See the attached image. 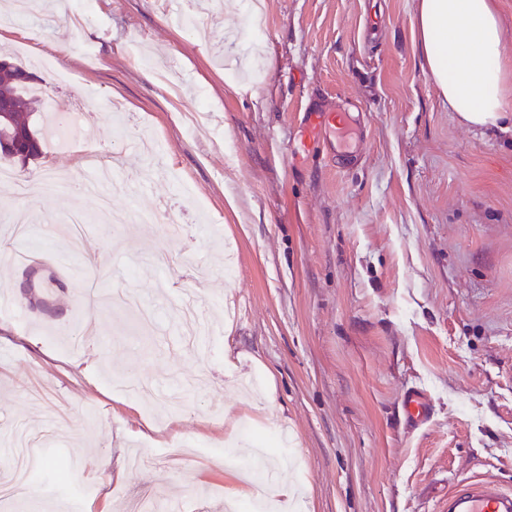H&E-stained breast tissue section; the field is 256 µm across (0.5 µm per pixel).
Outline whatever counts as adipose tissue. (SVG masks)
I'll list each match as a JSON object with an SVG mask.
<instances>
[{
    "label": "adipose tissue",
    "instance_id": "obj_1",
    "mask_svg": "<svg viewBox=\"0 0 512 512\" xmlns=\"http://www.w3.org/2000/svg\"><path fill=\"white\" fill-rule=\"evenodd\" d=\"M416 25L423 60L449 109L471 125H501L512 63L497 0H419Z\"/></svg>",
    "mask_w": 512,
    "mask_h": 512
}]
</instances>
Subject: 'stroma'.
Returning <instances> with one entry per match:
<instances>
[{
	"label": "stroma",
	"mask_w": 512,
	"mask_h": 512,
	"mask_svg": "<svg viewBox=\"0 0 512 512\" xmlns=\"http://www.w3.org/2000/svg\"><path fill=\"white\" fill-rule=\"evenodd\" d=\"M192 10L194 30L171 15ZM417 0H49L0 23L33 68L42 153L19 179L86 178L82 146L126 157L99 195H18L0 213V487L27 438L25 496L0 512H263L252 468L293 489L278 512H441L473 477L512 490V126L451 112L424 65ZM83 132L55 133L53 101ZM206 99L210 133L191 113ZM316 110L360 114L345 131ZM211 321L205 343L158 292L155 254ZM42 263L52 312L21 296ZM412 388L431 399L414 428ZM120 461L112 477L100 458Z\"/></svg>",
	"instance_id": "35a3bbf8"
}]
</instances>
